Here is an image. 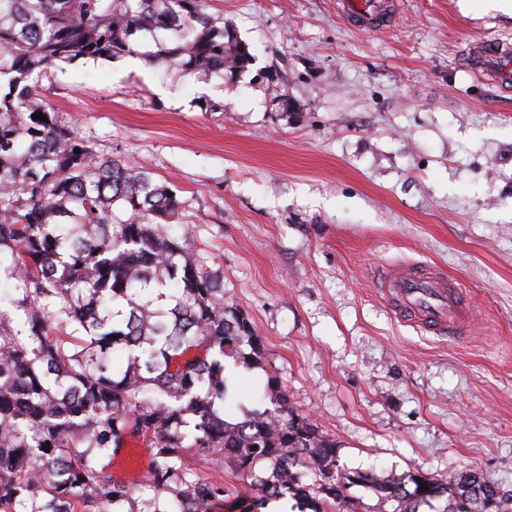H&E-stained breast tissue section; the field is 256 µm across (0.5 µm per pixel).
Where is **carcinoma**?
I'll return each instance as SVG.
<instances>
[{"label": "carcinoma", "mask_w": 512, "mask_h": 512, "mask_svg": "<svg viewBox=\"0 0 512 512\" xmlns=\"http://www.w3.org/2000/svg\"><path fill=\"white\" fill-rule=\"evenodd\" d=\"M207 7L0 0V288L24 315L16 328L0 307V512H115L131 493L95 465L141 435L153 466L130 512H210L219 501L235 512L226 485L187 479L189 448L250 476L265 464L248 512L284 495L299 512H370L349 492L361 485L394 512L442 499L443 512H512V496L472 468L383 481L346 471L336 440L290 409L273 376L270 404L244 410L224 359L259 366L264 346L250 317L224 303L222 273L196 256L188 234L170 232L182 202L149 172L99 157L42 99L40 80L57 63L137 55L145 31L169 36L150 64L233 80L254 57ZM271 102L293 109L276 83ZM117 351L126 366L112 365Z\"/></svg>", "instance_id": "carcinoma-1"}]
</instances>
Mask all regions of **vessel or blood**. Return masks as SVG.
Instances as JSON below:
<instances>
[{
    "label": "vessel or blood",
    "instance_id": "b4317fda",
    "mask_svg": "<svg viewBox=\"0 0 512 512\" xmlns=\"http://www.w3.org/2000/svg\"><path fill=\"white\" fill-rule=\"evenodd\" d=\"M347 20L367 24L383 22L382 0H342ZM466 69L502 88H512V44L493 40L483 43L464 58ZM383 288L393 310L405 320L431 332L452 334L469 320V309L462 302L446 273L419 264H406L387 271Z\"/></svg>",
    "mask_w": 512,
    "mask_h": 512
}]
</instances>
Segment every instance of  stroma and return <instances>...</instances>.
Returning a JSON list of instances; mask_svg holds the SVG:
<instances>
[{"label":"stroma","mask_w":512,"mask_h":512,"mask_svg":"<svg viewBox=\"0 0 512 512\" xmlns=\"http://www.w3.org/2000/svg\"><path fill=\"white\" fill-rule=\"evenodd\" d=\"M208 11L255 57L235 81L79 60L42 78L46 102L98 155L175 191L173 231L223 271L265 348L262 367L226 370L246 406L273 377L347 470L470 466L512 491V91L462 64L512 41V15L395 0L364 28L336 0ZM267 70L294 111H274ZM402 262L456 281L476 314L466 335L397 318L380 275Z\"/></svg>","instance_id":"1"}]
</instances>
